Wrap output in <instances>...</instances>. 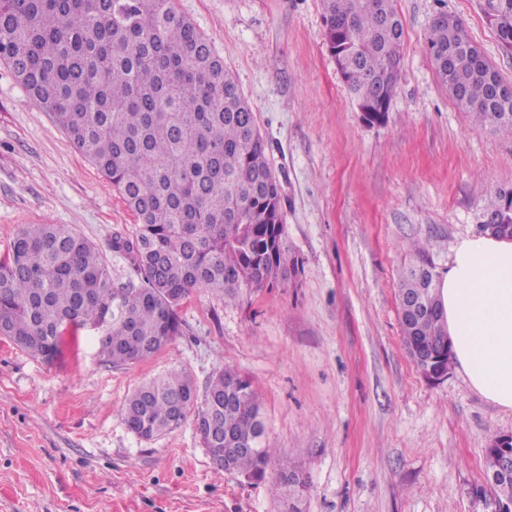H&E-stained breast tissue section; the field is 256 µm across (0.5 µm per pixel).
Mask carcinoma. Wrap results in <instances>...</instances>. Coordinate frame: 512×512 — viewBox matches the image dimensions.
Listing matches in <instances>:
<instances>
[{"label": "carcinoma", "mask_w": 512, "mask_h": 512, "mask_svg": "<svg viewBox=\"0 0 512 512\" xmlns=\"http://www.w3.org/2000/svg\"><path fill=\"white\" fill-rule=\"evenodd\" d=\"M483 14L512 51V0H484ZM325 41L348 59L343 79L364 121L381 124L383 89L395 90L404 27L395 0H323ZM429 52L441 85L463 92L457 106L475 122L512 128V84L472 43L463 22L439 18ZM0 62L28 96L112 184L139 220L134 239H112L109 267L96 245L68 224H26L0 261V336L51 360L69 328L98 336L114 367L144 360L180 334L178 309L195 290L234 300L243 288L283 286L298 273L275 176L255 115L208 40L172 0H0ZM483 211L501 215L494 234L512 238V186ZM399 281L400 328L420 371L448 373L453 359L427 244ZM206 448L243 439L231 473L262 480L278 465L274 492L288 512L308 484L266 445L260 397L249 379L225 369L203 402L185 370L158 376L126 399L123 419L144 440L180 428L189 414ZM490 438L492 472L512 446Z\"/></svg>", "instance_id": "carcinoma-1"}]
</instances>
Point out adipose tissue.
Here are the masks:
<instances>
[{
	"label": "adipose tissue",
	"mask_w": 512,
	"mask_h": 512,
	"mask_svg": "<svg viewBox=\"0 0 512 512\" xmlns=\"http://www.w3.org/2000/svg\"><path fill=\"white\" fill-rule=\"evenodd\" d=\"M438 288L456 365L473 390L512 410V240L459 238Z\"/></svg>",
	"instance_id": "1"
}]
</instances>
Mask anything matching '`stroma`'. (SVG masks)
<instances>
[{
  "mask_svg": "<svg viewBox=\"0 0 512 512\" xmlns=\"http://www.w3.org/2000/svg\"><path fill=\"white\" fill-rule=\"evenodd\" d=\"M481 0H396L401 78L384 124L369 126L325 43L321 0H173L224 61L268 143L282 186L288 284L201 288L161 352L115 367L93 332H66L52 361L0 337V512H288L275 469L216 472L193 422L145 441L127 396L172 370L206 389L219 370L251 380L266 442L302 470V512H497L484 450L512 434V410L458 367L424 379L404 347L397 284L412 240L436 272L512 186V129L475 126L439 84L436 15L460 18L512 82V54ZM24 224H69L112 252L138 219L0 64V259Z\"/></svg>",
  "mask_w": 512,
  "mask_h": 512,
  "instance_id": "1",
  "label": "stroma"
}]
</instances>
